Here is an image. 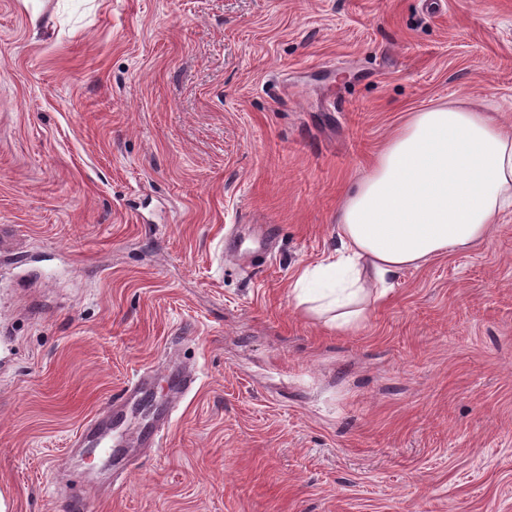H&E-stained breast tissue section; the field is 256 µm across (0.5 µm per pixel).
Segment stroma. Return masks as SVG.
<instances>
[{"label": "stroma", "mask_w": 512, "mask_h": 512, "mask_svg": "<svg viewBox=\"0 0 512 512\" xmlns=\"http://www.w3.org/2000/svg\"><path fill=\"white\" fill-rule=\"evenodd\" d=\"M454 100L512 127V0H0L7 512H512V209L359 327L292 288ZM139 371L162 444L74 447Z\"/></svg>", "instance_id": "obj_1"}]
</instances>
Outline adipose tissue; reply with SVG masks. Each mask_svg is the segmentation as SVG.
Segmentation results:
<instances>
[{
  "label": "adipose tissue",
  "mask_w": 512,
  "mask_h": 512,
  "mask_svg": "<svg viewBox=\"0 0 512 512\" xmlns=\"http://www.w3.org/2000/svg\"><path fill=\"white\" fill-rule=\"evenodd\" d=\"M508 206L512 132L462 103L413 113L344 200L335 256L300 271L295 300L358 325L367 288L386 297L403 271L485 241Z\"/></svg>",
  "instance_id": "obj_1"
}]
</instances>
